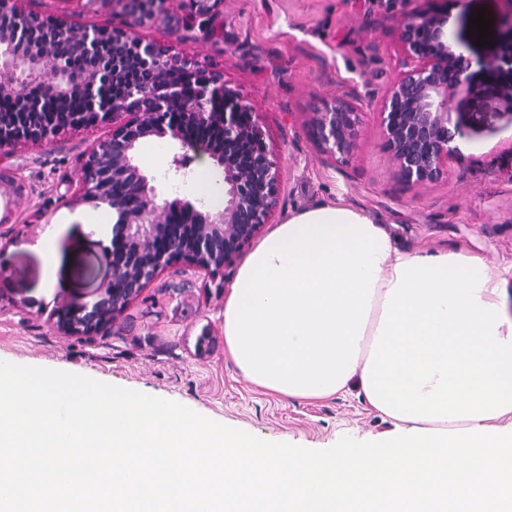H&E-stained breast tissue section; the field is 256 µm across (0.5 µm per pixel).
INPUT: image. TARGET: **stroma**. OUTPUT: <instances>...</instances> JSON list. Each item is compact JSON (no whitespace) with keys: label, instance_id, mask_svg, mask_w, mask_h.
Wrapping results in <instances>:
<instances>
[{"label":"stroma","instance_id":"stroma-1","mask_svg":"<svg viewBox=\"0 0 512 512\" xmlns=\"http://www.w3.org/2000/svg\"><path fill=\"white\" fill-rule=\"evenodd\" d=\"M427 0H220L215 17L174 5L165 25L136 28L146 40L191 61L195 74L222 76L257 112L277 160L279 194L270 225L319 203H338L381 218L398 247L466 250L512 264V105L489 90L482 62L506 39L503 0H449L448 37L471 61L475 90L454 99L453 153L447 175L420 188L400 177L380 139L379 103L397 78V22ZM43 18L76 26L125 27L131 16L104 0H25ZM492 17L493 36L479 48L467 29L477 8ZM362 99L358 146L345 163L322 162L308 114L336 96ZM107 125L66 130L42 144L0 153V167L20 173L31 197L11 204L16 221L0 225V361L67 371L144 391L260 438L310 449L341 437L390 433L389 420L357 393L293 400L263 393L244 379L224 350V297L241 258L217 274L175 265L144 288L112 325L93 335L62 334L57 314L72 302H94L112 275L104 256L112 231L104 208L73 204L82 164ZM162 145L164 163L152 150ZM178 141L148 138L137 164L158 203L184 200L208 210L195 175L170 178ZM61 225L53 267L40 247L49 223ZM54 279L47 289L46 279ZM169 288L189 289L196 311H174Z\"/></svg>","mask_w":512,"mask_h":512}]
</instances>
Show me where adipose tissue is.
Masks as SVG:
<instances>
[{
	"label": "adipose tissue",
	"mask_w": 512,
	"mask_h": 512,
	"mask_svg": "<svg viewBox=\"0 0 512 512\" xmlns=\"http://www.w3.org/2000/svg\"><path fill=\"white\" fill-rule=\"evenodd\" d=\"M512 269L396 246L338 204L291 214L246 257L224 340L251 384L318 400L357 390L409 429L512 426Z\"/></svg>",
	"instance_id": "adipose-tissue-1"
}]
</instances>
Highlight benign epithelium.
<instances>
[{"mask_svg": "<svg viewBox=\"0 0 512 512\" xmlns=\"http://www.w3.org/2000/svg\"><path fill=\"white\" fill-rule=\"evenodd\" d=\"M120 5L140 26L160 21L174 0H99ZM397 79L380 106L383 149L402 178L422 187L448 171L452 155L450 102L472 89L470 61L448 41V13L413 10L399 23ZM503 98L512 96V41L501 56L483 64ZM190 63L132 29L86 27L66 53L54 54L41 19L22 0H0V99L15 101L12 120H0V148L20 141L48 140L66 128L109 123V138L96 144L82 172L75 202L112 208L111 247L106 259L111 279L99 300L70 304L58 314V328L69 335H91L165 269L185 264L221 271L268 223L277 205V162L252 120L251 106L224 79L212 75L193 84ZM82 102V110L50 125H35L44 99ZM362 109L357 97H336L309 113L319 153L328 163L348 160L357 146ZM217 125L224 147L184 136L187 126ZM169 136L197 155L207 154L224 176V208L199 211L190 204L193 242L177 247L184 225L172 223L173 207L156 203L155 189L135 163L141 139ZM26 180L0 168V197L32 195Z\"/></svg>", "mask_w": 512, "mask_h": 512, "instance_id": "1", "label": "benign epithelium"}]
</instances>
